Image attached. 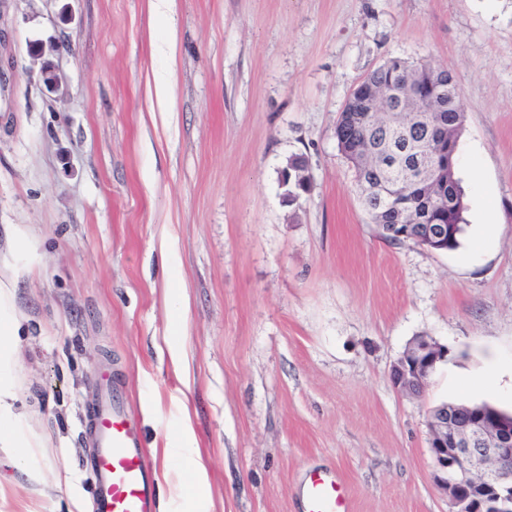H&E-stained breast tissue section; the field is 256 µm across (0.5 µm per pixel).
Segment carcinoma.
Masks as SVG:
<instances>
[{
    "label": "carcinoma",
    "mask_w": 512,
    "mask_h": 512,
    "mask_svg": "<svg viewBox=\"0 0 512 512\" xmlns=\"http://www.w3.org/2000/svg\"><path fill=\"white\" fill-rule=\"evenodd\" d=\"M464 122L456 76L428 62L391 58L354 89L336 120L335 136L372 223L395 229L383 238L412 241V224H452L448 250L459 247L465 204L456 167ZM436 124L447 128L439 141L429 138ZM304 170L303 160L293 157L282 171L291 204L308 190V179L300 176Z\"/></svg>",
    "instance_id": "cac0c4a2"
}]
</instances>
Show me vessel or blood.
<instances>
[{
  "label": "vessel or blood",
  "instance_id": "vessel-or-blood-1",
  "mask_svg": "<svg viewBox=\"0 0 512 512\" xmlns=\"http://www.w3.org/2000/svg\"><path fill=\"white\" fill-rule=\"evenodd\" d=\"M86 422L95 444L89 459L96 480L94 512H157L155 473L122 399L103 389ZM304 499V512H351L346 491L332 473L312 474Z\"/></svg>",
  "mask_w": 512,
  "mask_h": 512
}]
</instances>
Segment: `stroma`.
Wrapping results in <instances>:
<instances>
[{
  "label": "stroma",
  "instance_id": "35a3bbf8",
  "mask_svg": "<svg viewBox=\"0 0 512 512\" xmlns=\"http://www.w3.org/2000/svg\"><path fill=\"white\" fill-rule=\"evenodd\" d=\"M394 57L462 89L452 252L382 239L337 146ZM0 69V512H90L101 379L146 451H199L206 495L172 462L158 512H302L315 471L352 512H449L431 410L512 413V0H0ZM418 336L448 356L410 395L391 371ZM304 170L303 160L299 157H293L289 160L288 166L282 171L283 184L288 186V203H296L301 194L308 190V179L299 175Z\"/></svg>",
  "mask_w": 512,
  "mask_h": 512
}]
</instances>
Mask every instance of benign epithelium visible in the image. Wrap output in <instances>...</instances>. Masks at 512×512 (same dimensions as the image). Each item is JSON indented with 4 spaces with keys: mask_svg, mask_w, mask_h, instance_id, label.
Segmentation results:
<instances>
[{
    "mask_svg": "<svg viewBox=\"0 0 512 512\" xmlns=\"http://www.w3.org/2000/svg\"><path fill=\"white\" fill-rule=\"evenodd\" d=\"M448 228L421 229L419 245L436 252ZM448 350L424 338L414 339L392 369L395 386L412 395L427 387ZM435 481L451 512H512V420L488 408L444 403L429 420Z\"/></svg>",
    "mask_w": 512,
    "mask_h": 512,
    "instance_id": "benign-epithelium-1",
    "label": "benign epithelium"
}]
</instances>
